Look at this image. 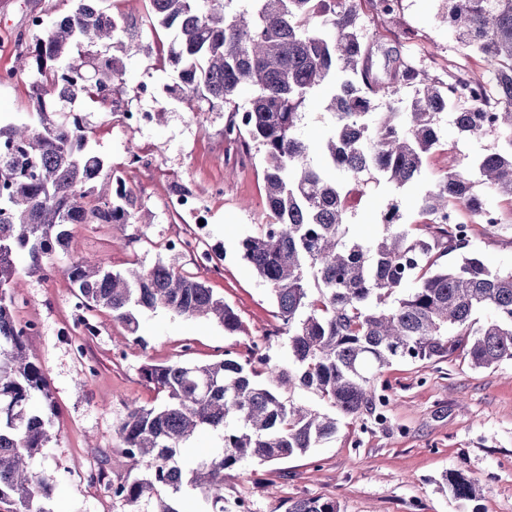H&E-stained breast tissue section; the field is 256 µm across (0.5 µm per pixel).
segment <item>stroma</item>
Returning <instances> with one entry per match:
<instances>
[{
  "label": "stroma",
  "instance_id": "stroma-1",
  "mask_svg": "<svg viewBox=\"0 0 512 512\" xmlns=\"http://www.w3.org/2000/svg\"><path fill=\"white\" fill-rule=\"evenodd\" d=\"M101 6L136 33L138 50L130 56L118 44L98 49L100 56L125 64L120 111H103L88 100L75 109L89 148L120 171L149 221L121 231L108 224H77L74 246L105 259L115 271L160 261L183 269L233 307L244 330L228 336L216 322L158 309L139 316V333L146 341L141 347L107 311L79 307L63 274L21 271L13 314L18 322L38 325L27 346L46 372L55 409L51 442L36 462L37 469L55 477L50 512H129L107 486L130 477V470H109L105 483L95 487L82 476L102 469L105 456L120 455L117 430L131 403L158 401L153 385L142 377L145 364L205 363L228 350L243 355L251 342L280 325L266 285L239 255L240 241L268 220L260 146L253 142L242 152L225 142L227 109L193 112L174 98L171 90L178 78L166 60L171 37L155 34L149 0H102ZM70 8V0H0V70L14 65L22 41L35 39L28 27L30 13L49 25ZM447 10L446 0H401L397 13L387 17L364 6L362 22L382 48L410 54L434 78L447 80L452 61L485 73L482 58L460 49L443 20ZM146 83L154 86L149 98L140 94ZM139 107H161L165 114L149 128L128 132L121 111ZM441 125L453 148L432 156L428 178L495 145L491 137L458 135L450 114H443ZM132 145L147 155L135 171L126 168ZM216 179L224 184L220 201L209 196ZM175 190L197 195L210 209L202 233L219 254L218 264L164 250V239L182 223L167 208L166 199ZM394 201L404 223L416 220L411 194L373 187L354 209L351 236L377 235L380 215ZM498 207L504 230L478 233L474 248L489 267L512 269V201L499 199ZM81 317L95 325L94 334L76 329ZM383 378L390 385L384 423L369 418L359 429L343 418L334 437L306 454L278 463H244L227 478L225 498L245 503L250 512H286L289 501L301 497L336 501L339 512H512V362L478 369L460 350L438 363H395ZM459 468L477 480V503L449 493L445 478Z\"/></svg>",
  "mask_w": 512,
  "mask_h": 512
}]
</instances>
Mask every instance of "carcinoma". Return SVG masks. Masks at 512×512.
Masks as SVG:
<instances>
[{"label":"carcinoma","instance_id":"obj_1","mask_svg":"<svg viewBox=\"0 0 512 512\" xmlns=\"http://www.w3.org/2000/svg\"><path fill=\"white\" fill-rule=\"evenodd\" d=\"M72 0L71 11L41 31L20 55L30 77L31 112L0 121V512H48L54 477L33 467L51 441L54 411L42 365L30 358L25 327L13 316L17 261L62 272L88 310L104 308L134 341L138 314L166 309L214 319L224 334L242 324L202 281L158 262L126 274L102 258L71 253L75 224H138L141 209L118 170L112 194H97L104 160L87 149L71 106L94 94L115 105L125 66L94 48L121 42L128 28L98 7ZM390 15L398 0H247L231 14L225 0H150L157 24L173 34L170 62L178 99L195 107L233 106L225 136L263 147L270 220L240 243L241 258L266 284L287 337L288 362L226 350L209 364L176 359L146 365L144 378L164 393L157 406L131 404L119 434L133 478L112 483V497L141 512H179L187 492L204 512H229L224 476L247 460L302 455L336 435L338 417L361 426L385 418L383 370L399 361L438 362L467 347L472 366L512 361V269L492 271L470 249L473 225L512 199V0H448L446 19L461 46L490 66V79L457 67L439 82L398 50L378 60L374 35L360 23L364 3ZM333 130L318 147L303 138L302 108L324 87ZM410 100L399 107L401 90ZM248 105L236 106L244 92ZM455 105L461 134L493 136L497 145L448 168L416 196L422 220L401 222L392 208L369 241L349 235L350 185L393 191L423 175L429 156L448 145L440 115ZM322 156L314 163L313 150ZM470 221L442 224L451 210ZM487 310L481 324L474 315ZM317 393L330 416L299 403L292 389ZM222 446L186 463L182 450L203 431ZM459 501L479 498L461 469L446 477ZM287 512H339L336 502L300 498Z\"/></svg>","mask_w":512,"mask_h":512}]
</instances>
